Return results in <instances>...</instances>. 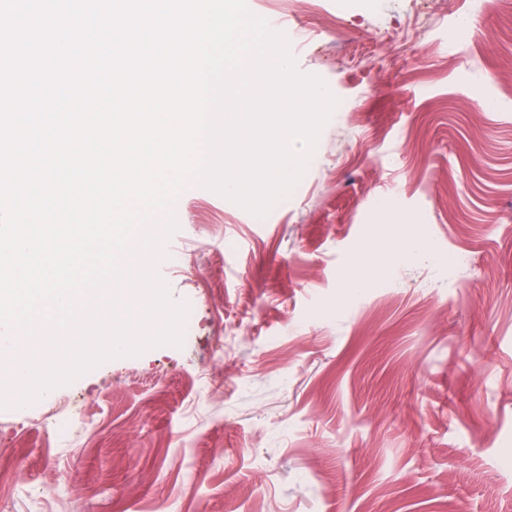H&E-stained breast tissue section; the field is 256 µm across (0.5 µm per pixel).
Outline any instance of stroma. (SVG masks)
I'll return each instance as SVG.
<instances>
[{
  "label": "stroma",
  "instance_id": "stroma-1",
  "mask_svg": "<svg viewBox=\"0 0 512 512\" xmlns=\"http://www.w3.org/2000/svg\"><path fill=\"white\" fill-rule=\"evenodd\" d=\"M248 6L341 103L265 218L186 181L158 273L198 329L0 410V512H512V0ZM390 198L437 259L349 294Z\"/></svg>",
  "mask_w": 512,
  "mask_h": 512
}]
</instances>
